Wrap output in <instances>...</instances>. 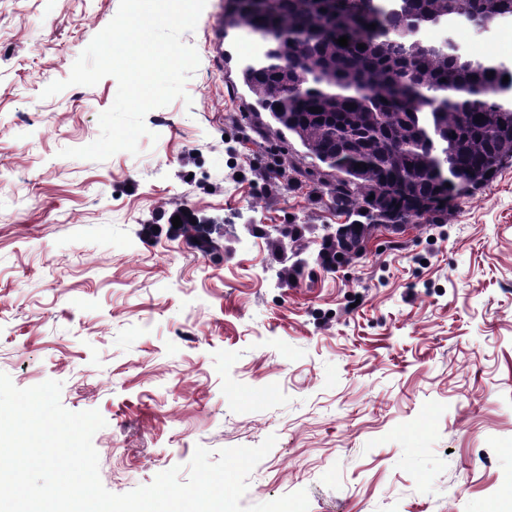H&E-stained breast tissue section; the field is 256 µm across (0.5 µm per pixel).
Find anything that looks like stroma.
<instances>
[{"label": "stroma", "instance_id": "obj_1", "mask_svg": "<svg viewBox=\"0 0 512 512\" xmlns=\"http://www.w3.org/2000/svg\"><path fill=\"white\" fill-rule=\"evenodd\" d=\"M119 0H0V372L61 382L111 492L211 452L277 441L242 503L306 490L309 512H512V166L447 216L379 229L323 271L347 223L311 179L270 180L274 152L244 118L253 37L219 34L207 0L182 40L186 98L152 109L138 154L60 157L100 134L118 84L50 98ZM469 58L512 61V22L424 28ZM179 208L224 224L201 252ZM301 227L297 281L275 228Z\"/></svg>", "mask_w": 512, "mask_h": 512}]
</instances>
